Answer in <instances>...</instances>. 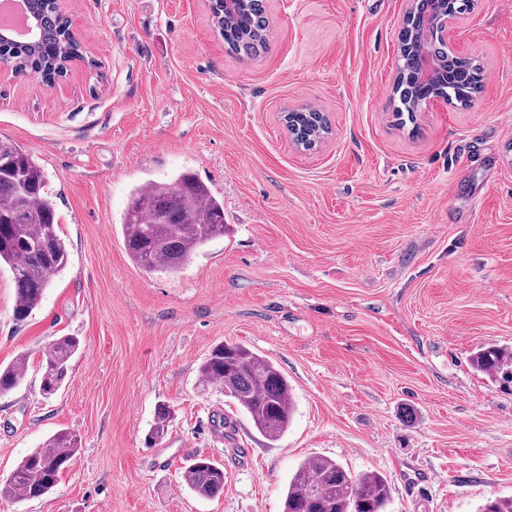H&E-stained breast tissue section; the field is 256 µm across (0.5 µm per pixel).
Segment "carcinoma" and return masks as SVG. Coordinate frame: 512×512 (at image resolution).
Returning a JSON list of instances; mask_svg holds the SVG:
<instances>
[{
    "label": "carcinoma",
    "mask_w": 512,
    "mask_h": 512,
    "mask_svg": "<svg viewBox=\"0 0 512 512\" xmlns=\"http://www.w3.org/2000/svg\"><path fill=\"white\" fill-rule=\"evenodd\" d=\"M27 10L39 20L38 42L17 45L0 38V58L21 71L52 82L59 65L73 58L79 46L60 37L61 19L52 0H26ZM213 25L228 49L241 58H253L267 45L268 23L259 0H233L212 10ZM399 42L395 94L397 116L414 117L416 101L435 94L466 108L481 88L482 68L477 59L436 51L429 30L404 20ZM438 56L447 70L432 87L419 83L412 59ZM289 126L315 137L325 119L292 110L284 115ZM55 203L47 189L43 168L34 155L10 139L0 138V267L12 274L16 291L14 315L23 320L41 302L54 277L69 264V250L57 231ZM224 202L214 196L195 174L182 172L167 182L135 186L129 194L121 223L123 245L132 261L147 273L179 272L194 251L224 236ZM79 348L73 336H62L42 355L40 389L54 395L70 374V361ZM469 365L503 385H512V349L487 344L470 355ZM26 357L21 354L0 366V395L18 388L24 379ZM205 381L224 389V396L242 407L256 429L271 440L288 429L293 403L288 379L270 360L242 344H218L200 367ZM170 422L165 404L156 408L148 441L163 439ZM78 447L75 435L55 434L37 456L27 455L5 477H0V498L22 502L39 498L58 483L64 466ZM185 485L196 496L213 499L224 493V467L208 457L193 459L183 471ZM390 498L386 478L367 471L358 475L337 461L314 456L306 460L288 484L284 512H384ZM478 512H512V496L497 497Z\"/></svg>",
    "instance_id": "obj_1"
}]
</instances>
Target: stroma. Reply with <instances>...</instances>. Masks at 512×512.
<instances>
[{"label":"stroma","mask_w":512,"mask_h":512,"mask_svg":"<svg viewBox=\"0 0 512 512\" xmlns=\"http://www.w3.org/2000/svg\"><path fill=\"white\" fill-rule=\"evenodd\" d=\"M267 47L231 55L206 0H65L84 60L54 86L0 77V138L33 152L68 267L26 319L0 268V366L27 356L0 395V475L64 430L78 451L54 489L0 512H282L296 468L326 456L381 473L385 512H476L512 495V390L470 367L512 347V0H476L448 47L479 57L467 108L394 116L408 0H263ZM98 59L90 66L88 58ZM311 107L331 132L288 141L282 115ZM194 173L224 201V237L175 275L124 250L136 184ZM80 348L56 395L44 348ZM241 343L287 377L294 412L269 441L199 369ZM166 437L146 436L158 404ZM231 424L215 441L208 415ZM224 467L194 495L177 438Z\"/></svg>","instance_id":"1"}]
</instances>
